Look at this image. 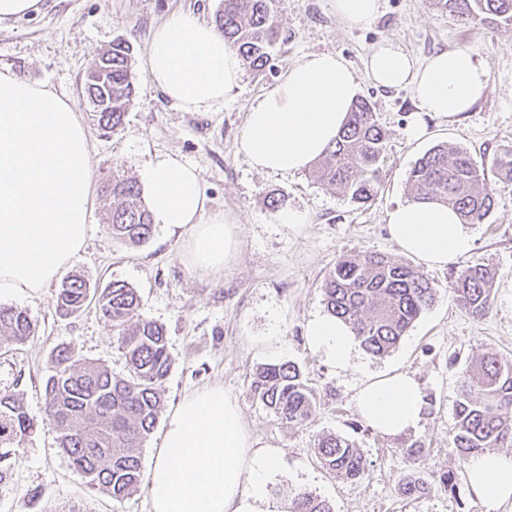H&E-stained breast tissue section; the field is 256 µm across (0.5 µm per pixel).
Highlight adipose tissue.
<instances>
[{"label": "adipose tissue", "mask_w": 512, "mask_h": 512, "mask_svg": "<svg viewBox=\"0 0 512 512\" xmlns=\"http://www.w3.org/2000/svg\"><path fill=\"white\" fill-rule=\"evenodd\" d=\"M146 68L150 82L188 112L223 105L244 74L236 48L185 12L152 31ZM365 75L384 88H411L417 112L407 133L415 138L425 135L426 117L454 121L489 91L484 64L463 48L421 61L386 39L370 50ZM358 92V77L342 57L305 55L251 102L239 149L257 171L302 172L333 145ZM141 180L156 223L187 232L192 266L222 272L237 241L226 216L209 212L196 169L178 155L161 154ZM91 183L89 136L79 112L53 90L0 71V298L40 294L82 250ZM387 224L400 248L430 268L473 247L470 227L438 202L398 205ZM307 336L337 367L348 363L354 337L336 317L315 318ZM356 404L371 428L397 437L417 428L426 399L412 374L398 372L365 381ZM278 463L277 454L253 451L240 409L223 386L197 390L169 420L149 471L150 512H257ZM467 475L489 512L512 501V455L474 454Z\"/></svg>", "instance_id": "obj_1"}]
</instances>
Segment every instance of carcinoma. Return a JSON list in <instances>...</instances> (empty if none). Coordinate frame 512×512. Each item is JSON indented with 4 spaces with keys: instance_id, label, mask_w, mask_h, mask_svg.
Wrapping results in <instances>:
<instances>
[{
    "instance_id": "cac0c4a2",
    "label": "carcinoma",
    "mask_w": 512,
    "mask_h": 512,
    "mask_svg": "<svg viewBox=\"0 0 512 512\" xmlns=\"http://www.w3.org/2000/svg\"><path fill=\"white\" fill-rule=\"evenodd\" d=\"M445 6L483 24L512 26V0H446ZM279 0H224L215 27L239 52L244 65L262 71L270 66L271 49L280 38ZM130 47L115 40L95 55L94 65L106 69L99 84L84 74L83 91L99 130L122 125L134 95L129 65ZM387 131L371 102L359 97L348 122L317 162L319 181L366 205L377 196L386 161ZM512 181V152L493 158L491 165L464 149L437 145L417 159L409 173L416 200H436L451 206L466 224H482L495 206L493 180ZM113 199L108 220L112 237L139 245L152 230L153 215L141 200L133 178L114 177L102 188ZM493 274L484 265L456 272L457 299L474 319L492 310ZM327 311L347 323L360 346L373 356L394 349L412 323L429 307L437 289L411 265L381 253L347 257L336 263L323 284ZM112 327L128 375L119 377L97 362L74 359L65 347L51 354L44 389L45 419L57 433L58 447L89 484L123 498L143 480L142 445L161 412L162 385L172 360L164 327L142 313L137 289L112 280L90 289L80 275L63 282L53 298L56 313L67 317L87 306L88 296ZM35 335L26 311L0 305V344L22 343ZM251 392L277 419L304 424L316 411V401L300 368L292 362L268 364L251 384ZM35 429L18 396L0 394V481L19 459L21 442ZM455 447L464 457L487 448L512 447V358L488 353L467 366L455 404ZM321 464L338 477L358 480L366 472L360 449L349 440L327 435L316 448ZM406 496L428 490L418 476L402 483ZM289 512H332L329 503L306 489L298 490Z\"/></svg>"
}]
</instances>
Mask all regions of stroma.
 I'll return each mask as SVG.
<instances>
[{"label":"stroma","instance_id":"35a3bbf8","mask_svg":"<svg viewBox=\"0 0 512 512\" xmlns=\"http://www.w3.org/2000/svg\"><path fill=\"white\" fill-rule=\"evenodd\" d=\"M220 5L221 0H43L39 13L0 23V68L46 85L85 117L90 106L81 78L96 53L120 38L131 46L133 103L114 133L88 129V236L58 278L77 273L93 285L125 281L140 293L144 314L166 330L172 366L163 385V410L142 447L143 470L152 467L181 400L219 384L236 399L254 449L280 456L279 469L266 483V503L277 512H287L300 489L325 499L333 512H486L469 490L467 460L455 448L452 428L462 369L492 352L512 357V182H495L496 204L484 223L474 225L469 254L444 268L420 267L437 298L388 354L375 357L358 347L340 368L326 351L309 345L306 329L327 312L322 284L340 258L377 252L413 264L391 239L387 213L411 201L409 172L427 150L445 144L488 161L512 151V28L471 21L442 0H383L381 15L361 27L340 20L330 0H281L272 70H245L224 106L187 112L148 80L147 42L171 13L189 11L210 22ZM386 38L420 60L454 48L473 51L487 68V97L455 122L430 120L425 138H408L405 130L416 112L410 90L378 88L363 78L369 51ZM318 52L342 56L362 76L360 94L388 133L378 195L363 206L308 170L256 171L238 150L250 103L273 89L292 64ZM162 153L196 166L210 211L236 221L237 252L222 273L192 268L180 228L154 225L136 247L113 240L100 199L103 182L115 174L139 178ZM272 197L279 209L304 213L306 223H278V209L268 204ZM476 264L495 272L493 307L480 320L461 309L452 290L455 271ZM53 293L48 287L40 295L9 300L28 312L36 333L25 343L0 345V394L22 398L37 429L21 443L17 465L0 482V512H149L147 485L120 500L91 489L43 420L44 383L55 347H67L76 359L99 362L116 375L128 373L95 305L65 318L52 306ZM286 361L302 368L315 395L316 413L303 425L279 421L250 391L258 369ZM399 371L413 374L435 405L415 430L390 438L362 421L356 394L366 379ZM329 434L360 448L367 462L363 478L346 481L321 465L315 448ZM413 445L423 451L411 464L403 450ZM447 473L455 478V492L440 485ZM410 474L430 483L431 492L405 496L402 483Z\"/></svg>","mask_w":512,"mask_h":512}]
</instances>
